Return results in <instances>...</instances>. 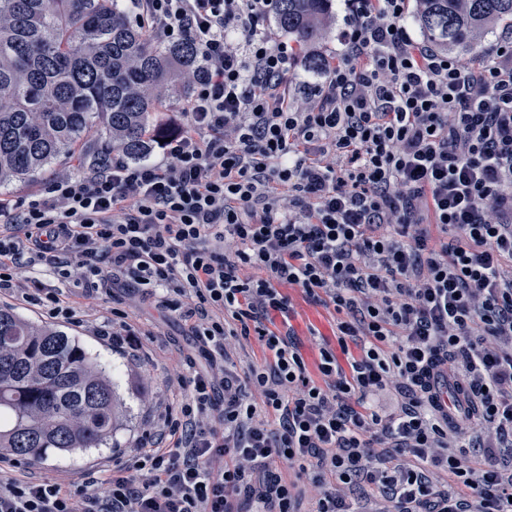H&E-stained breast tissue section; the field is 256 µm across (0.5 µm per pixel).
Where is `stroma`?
I'll return each mask as SVG.
<instances>
[{"label":"stroma","instance_id":"stroma-1","mask_svg":"<svg viewBox=\"0 0 512 512\" xmlns=\"http://www.w3.org/2000/svg\"><path fill=\"white\" fill-rule=\"evenodd\" d=\"M82 170L83 166L78 161L60 157L36 177L1 183L0 200L15 203L30 198L43 192L51 180L75 176ZM284 292L292 306L290 323L295 340L308 365H316L321 344L336 340L337 314L333 308L308 299L301 289L288 286ZM0 305L13 309L34 325L59 328L77 336L88 351L96 354L113 379L122 400L119 427L102 448L79 454L61 455L51 452L41 459L23 460V469L35 471L48 478L63 474L79 482L102 479L100 467L111 460L113 449L125 447L130 430L150 424L154 412L168 399L169 393L164 379L169 371L175 369L176 364L162 359L159 352L176 348L190 350L188 322L171 316L135 291L120 287L114 288L110 293L100 292L92 301L71 297L73 316L67 321L51 318L41 306L12 298L0 300ZM116 308L125 310L130 323L145 332V342L150 350L147 357L128 362L126 357L113 350L111 344L95 337L88 328V316L96 314L108 317Z\"/></svg>","mask_w":512,"mask_h":512}]
</instances>
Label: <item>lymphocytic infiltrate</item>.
<instances>
[{"mask_svg":"<svg viewBox=\"0 0 512 512\" xmlns=\"http://www.w3.org/2000/svg\"><path fill=\"white\" fill-rule=\"evenodd\" d=\"M409 2L347 0L322 82L293 91L272 0H130L202 62L191 129L162 161L116 155L10 211L0 296L66 319L62 289L21 268L67 280L79 264L86 299L128 278L190 321L206 362L167 375L182 398L103 481L0 458V512H297L277 459L316 488L314 512H349L360 476L394 512H512V29L464 63L413 38ZM285 284L339 315L316 367L290 327L268 326L290 317ZM93 331L138 360L126 311ZM252 335L267 358L241 382L224 355ZM460 374L468 400L443 413L438 390Z\"/></svg>","mask_w":512,"mask_h":512,"instance_id":"lymphocytic-infiltrate-1","label":"lymphocytic infiltrate"}]
</instances>
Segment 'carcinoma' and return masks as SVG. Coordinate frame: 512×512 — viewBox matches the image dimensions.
I'll list each match as a JSON object with an SVG mask.
<instances>
[{"mask_svg":"<svg viewBox=\"0 0 512 512\" xmlns=\"http://www.w3.org/2000/svg\"><path fill=\"white\" fill-rule=\"evenodd\" d=\"M332 0H274L279 30L323 65ZM415 22L437 51L475 50L512 23V0H417ZM199 76L188 43L163 44L118 0H0V183L33 176L100 128L97 160L152 147L151 114ZM118 423L111 379L79 340L0 308V456L100 448Z\"/></svg>","mask_w":512,"mask_h":512,"instance_id":"obj_1","label":"carcinoma"}]
</instances>
